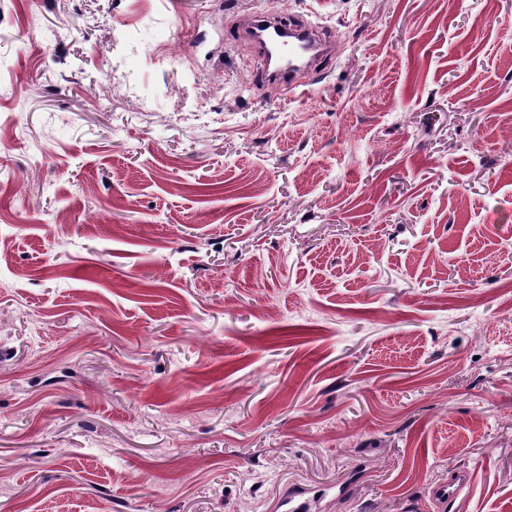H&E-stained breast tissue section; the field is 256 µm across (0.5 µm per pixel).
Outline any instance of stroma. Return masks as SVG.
Masks as SVG:
<instances>
[{"label": "stroma", "mask_w": 512, "mask_h": 512, "mask_svg": "<svg viewBox=\"0 0 512 512\" xmlns=\"http://www.w3.org/2000/svg\"><path fill=\"white\" fill-rule=\"evenodd\" d=\"M0 241V512H512V0H0ZM288 38L281 43L279 49V67L275 73H269L267 68L262 70L264 79L271 85L279 88L283 101L291 100L296 96L297 89L309 81V76L316 67L328 57L324 50H319L314 58L319 63L313 68L308 66L301 69L298 62L302 55L311 51V45L316 38V27L308 24H287ZM297 30L300 35L293 34ZM319 46V42H318ZM468 482L469 474L465 471H458L455 478L436 483L431 489L432 503L440 511L452 508L457 501L462 500L461 494Z\"/></svg>", "instance_id": "stroma-1"}]
</instances>
